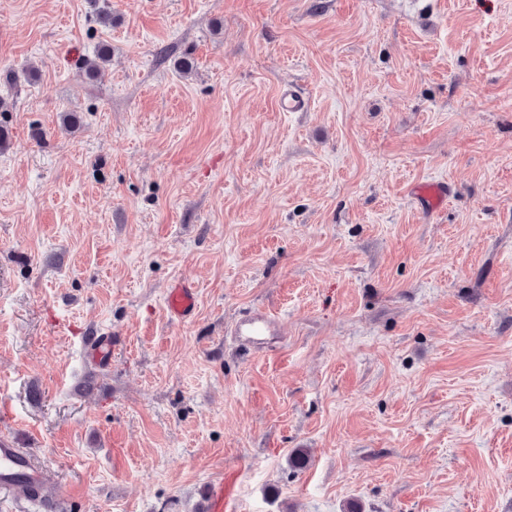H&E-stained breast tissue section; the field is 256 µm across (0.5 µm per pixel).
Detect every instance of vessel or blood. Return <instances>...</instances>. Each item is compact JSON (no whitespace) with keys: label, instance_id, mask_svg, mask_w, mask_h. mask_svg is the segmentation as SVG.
I'll return each mask as SVG.
<instances>
[{"label":"vessel or blood","instance_id":"obj_1","mask_svg":"<svg viewBox=\"0 0 512 512\" xmlns=\"http://www.w3.org/2000/svg\"><path fill=\"white\" fill-rule=\"evenodd\" d=\"M444 182H429L415 187L414 194L429 209H437L448 198ZM165 304L171 319L183 322L192 318L197 308V289L185 280L170 284ZM279 321L265 311H255L237 320L232 333L241 341L261 347L268 337L277 335ZM50 479L48 470L31 449L19 447L14 434L0 432V493L13 496L20 503L40 502L43 512H61L63 500H45L41 491ZM236 475L224 477L210 495V512H236L233 486Z\"/></svg>","mask_w":512,"mask_h":512}]
</instances>
